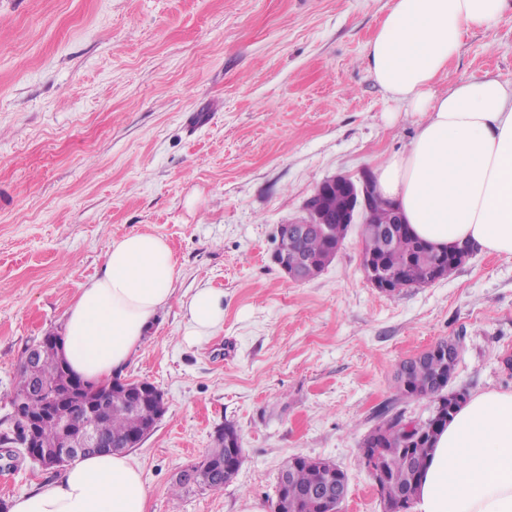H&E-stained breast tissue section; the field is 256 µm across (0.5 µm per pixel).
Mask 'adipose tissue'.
<instances>
[{
    "label": "adipose tissue",
    "mask_w": 512,
    "mask_h": 512,
    "mask_svg": "<svg viewBox=\"0 0 512 512\" xmlns=\"http://www.w3.org/2000/svg\"><path fill=\"white\" fill-rule=\"evenodd\" d=\"M512 0H394L367 44L375 82L424 119L409 148L375 169L381 195L411 233L442 249L469 244L512 255V83L483 74L442 85L465 34L492 27ZM176 260L150 233L112 240L100 274L69 308L61 344L70 370L101 384L121 372L173 293ZM224 323V294L184 305V339ZM140 471L123 454L79 456L10 512H146ZM416 512H512V391L471 396L441 430Z\"/></svg>",
    "instance_id": "ef3b65f1"
}]
</instances>
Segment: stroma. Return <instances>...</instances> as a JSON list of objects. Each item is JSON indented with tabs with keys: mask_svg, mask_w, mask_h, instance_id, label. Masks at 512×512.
Here are the masks:
<instances>
[{
	"mask_svg": "<svg viewBox=\"0 0 512 512\" xmlns=\"http://www.w3.org/2000/svg\"><path fill=\"white\" fill-rule=\"evenodd\" d=\"M393 0H0V433L23 351L63 335L112 239L167 240L170 303L121 377L166 412L128 456L147 512H273L295 456L346 472L343 512H383L360 457L399 364L459 336L451 389L511 391L512 256L476 252L448 278L384 293L361 266L360 225L300 283L272 262L279 225L317 183L360 177L407 150L418 118L377 85L366 48ZM512 83V10L469 31L453 80ZM224 324L183 340L197 288ZM233 425L237 478L174 492ZM0 446V502L52 481ZM131 387V407L140 409L148 401L152 400L153 404H157L165 408V402L162 392L153 385L143 381H129Z\"/></svg>",
	"mask_w": 512,
	"mask_h": 512,
	"instance_id": "stroma-1",
	"label": "stroma"
}]
</instances>
